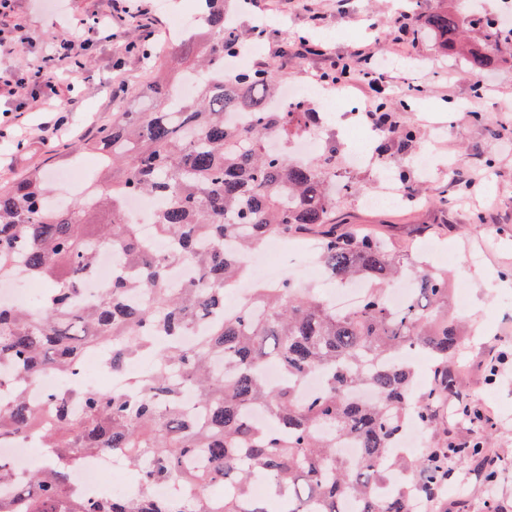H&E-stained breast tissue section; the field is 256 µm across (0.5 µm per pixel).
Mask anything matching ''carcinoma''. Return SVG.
I'll list each match as a JSON object with an SVG mask.
<instances>
[{
    "instance_id": "1",
    "label": "carcinoma",
    "mask_w": 512,
    "mask_h": 512,
    "mask_svg": "<svg viewBox=\"0 0 512 512\" xmlns=\"http://www.w3.org/2000/svg\"><path fill=\"white\" fill-rule=\"evenodd\" d=\"M206 21L177 46H203L196 93L173 102L177 86L156 80L143 92L156 107L118 113L112 125L84 141L97 171L66 206L50 204L49 175L39 168L0 190V281L20 272L47 285L36 311L0 303V383L15 397L0 403V442L42 429L51 449L43 469L30 477L34 490L0 512H267L251 482L262 477L284 512H342L346 499L357 512H409L408 485L389 487L405 458L389 455L407 421L436 426V404L457 389L450 365L462 344L457 316L448 309V275L372 233L353 236L336 224L340 195L328 189L336 147L311 161H290L261 148L262 135L286 137L315 126L316 113L297 102L272 112L279 81L268 65L224 76V56L246 38L224 31V0H200ZM466 25L482 30L473 45L446 11L424 18L472 70H484L512 36L492 16L472 12ZM380 129L402 147L415 132L397 125L384 102ZM232 112L253 114L239 128ZM137 195L163 199L156 224L167 252L144 242L126 215ZM316 233L325 272L344 284H369L360 304L340 312L320 294L297 284L257 283L250 301L225 310V297L247 276L245 255L268 237ZM112 248L118 266L111 292L79 306L81 284L97 252ZM192 264L198 276L172 287L170 269ZM413 285L407 301L392 305L396 279ZM147 301L132 307L127 294ZM192 341H186V337ZM109 346L112 368L139 356L153 367L123 392L76 385L48 398L49 418L28 402L25 387L46 369H75L90 348ZM427 353L433 362L428 388L416 389L405 355ZM281 382L262 378L268 362ZM321 387L301 396L310 374ZM190 391L205 417L191 421L180 410ZM259 409L270 420L251 419ZM352 442L358 457L340 452ZM97 450L126 454L136 470L128 496L91 497L72 483L70 471ZM486 453L473 442L450 441L424 450L417 462L420 496L443 502L448 461ZM188 482L191 500L159 498L158 485ZM224 485V496L210 488Z\"/></svg>"
}]
</instances>
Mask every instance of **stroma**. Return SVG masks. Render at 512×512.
I'll return each mask as SVG.
<instances>
[{
	"label": "stroma",
	"instance_id": "stroma-1",
	"mask_svg": "<svg viewBox=\"0 0 512 512\" xmlns=\"http://www.w3.org/2000/svg\"><path fill=\"white\" fill-rule=\"evenodd\" d=\"M94 0H16L15 12L23 30H5L0 40V69L22 70L41 47L56 39H70L72 17L86 14ZM469 0H252L249 11L240 13L242 26L262 17L274 18L261 38L257 60L272 58V46L297 45L302 36L316 40L318 54H293L272 58L282 85L311 87L322 73H333L338 59L351 61L347 88L355 104L326 116L316 130L321 144L335 145L341 156L357 148V139L346 131L363 122L364 83L357 53H372L392 60L385 71L387 98L401 124L418 129L413 148L383 143L372 132L369 146H385L383 155L392 169L406 172L408 182L419 191L414 201L384 208L364 206L378 174L368 169L346 171L337 165L331 175L335 185L361 186L359 194L345 199L340 217L347 228L380 234L397 249L432 245L444 249L452 290L468 293L469 310L463 314L462 348L455 360L460 373L458 395L449 397L443 413L444 427L421 434L423 447H442L446 437L458 440L480 438L489 456L495 457L497 480L486 486L476 463L448 464V488L467 483L461 499L449 500L448 512H486L489 503H499L512 512V363L496 380L488 368L500 353H512V60L504 59L482 71L465 68L422 27H415L404 40L387 36L397 10L424 18L434 10L468 14ZM136 21L113 23L110 37L100 38L85 58L89 79L75 90L81 107L62 132L60 144L73 146L111 124L130 103L148 107L139 92L153 77V61L129 58L123 70L126 90L120 99L111 94L110 65L121 56L128 42L138 40ZM417 86L414 94L407 85ZM39 96H31L18 120L12 139L0 138V184L6 185L27 171L42 167L50 174L69 169L68 156L58 154V144H46L38 129L46 115ZM430 156V170L419 175L418 153ZM468 165L478 177L471 187H462L460 165ZM426 225L415 233V225ZM466 401L491 418L493 426L475 433L457 413Z\"/></svg>",
	"mask_w": 512,
	"mask_h": 512
}]
</instances>
